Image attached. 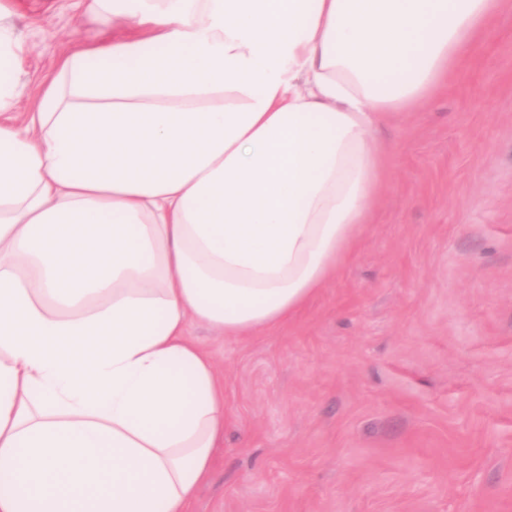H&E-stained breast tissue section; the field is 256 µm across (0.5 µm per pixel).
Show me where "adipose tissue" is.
Instances as JSON below:
<instances>
[{"mask_svg": "<svg viewBox=\"0 0 512 512\" xmlns=\"http://www.w3.org/2000/svg\"><path fill=\"white\" fill-rule=\"evenodd\" d=\"M503 6L89 0L130 34L0 124V512H190L225 414L189 324L294 319L378 203L385 115L459 75Z\"/></svg>", "mask_w": 512, "mask_h": 512, "instance_id": "1", "label": "adipose tissue"}]
</instances>
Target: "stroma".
<instances>
[{
    "mask_svg": "<svg viewBox=\"0 0 512 512\" xmlns=\"http://www.w3.org/2000/svg\"><path fill=\"white\" fill-rule=\"evenodd\" d=\"M10 0L21 95L111 27ZM388 178L353 258L292 321L188 336L224 380L192 512H512V7L448 88L377 131Z\"/></svg>",
    "mask_w": 512,
    "mask_h": 512,
    "instance_id": "35a3bbf8",
    "label": "stroma"
}]
</instances>
